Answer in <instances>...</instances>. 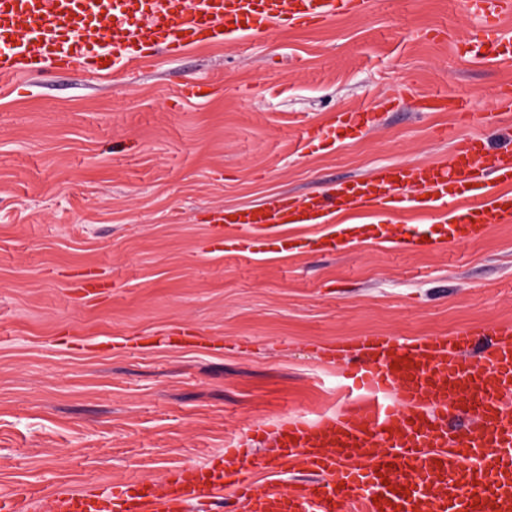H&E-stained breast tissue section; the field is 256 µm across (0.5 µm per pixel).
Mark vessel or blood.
<instances>
[{
    "instance_id": "obj_1",
    "label": "vessel or blood",
    "mask_w": 512,
    "mask_h": 512,
    "mask_svg": "<svg viewBox=\"0 0 512 512\" xmlns=\"http://www.w3.org/2000/svg\"><path fill=\"white\" fill-rule=\"evenodd\" d=\"M370 0H0V77L34 67L78 65L103 76L129 62L178 56L218 38L242 41L275 28L313 27ZM477 22L461 52L512 61V38L499 23L512 0H464ZM368 111L337 113L308 125L306 147L339 131L369 125ZM510 192H502V185ZM477 191L480 203H453ZM440 210L439 228L423 243L479 240L492 224H512V143L455 142L448 161L391 164L328 192L222 211L220 223L260 234L291 222L323 224L355 209ZM351 377L368 393L340 414L298 416L275 431V454L257 460L234 444L224 459L184 467L162 492L129 481L99 493H59L48 512H512V326L483 325L404 345L360 336ZM381 454L364 459L368 441ZM262 468L288 469L298 481L280 487L253 480Z\"/></svg>"
}]
</instances>
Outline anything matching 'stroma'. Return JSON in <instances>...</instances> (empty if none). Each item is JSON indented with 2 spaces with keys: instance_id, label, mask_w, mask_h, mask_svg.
<instances>
[{
  "instance_id": "obj_1",
  "label": "stroma",
  "mask_w": 512,
  "mask_h": 512,
  "mask_svg": "<svg viewBox=\"0 0 512 512\" xmlns=\"http://www.w3.org/2000/svg\"><path fill=\"white\" fill-rule=\"evenodd\" d=\"M473 28L461 0H378L106 77L0 79V497L157 482L255 424L341 412L365 393L324 353L357 336L512 325V224L418 249L437 212L351 210L336 222L386 234L327 252L331 225L288 224L239 253L212 222L512 132V63L461 56ZM194 79L211 94L180 100ZM360 108L369 128L304 147ZM183 327L199 341L160 343Z\"/></svg>"
}]
</instances>
